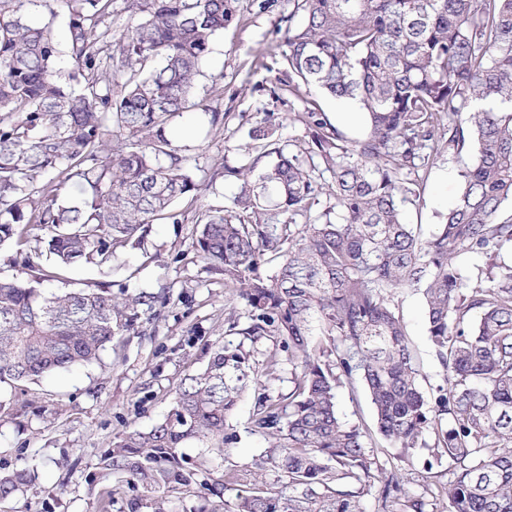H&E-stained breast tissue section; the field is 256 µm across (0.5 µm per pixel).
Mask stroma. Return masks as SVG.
I'll return each mask as SVG.
<instances>
[{
    "instance_id": "obj_1",
    "label": "stroma",
    "mask_w": 512,
    "mask_h": 512,
    "mask_svg": "<svg viewBox=\"0 0 512 512\" xmlns=\"http://www.w3.org/2000/svg\"><path fill=\"white\" fill-rule=\"evenodd\" d=\"M293 9L294 0H277L263 12L244 7L240 22L212 43L194 94L210 108L229 113L228 127L204 136L187 116L171 134L201 186L202 208H224L236 195L238 185L225 180L224 167L240 163L249 144L248 129L263 113H278L282 138L292 145L305 136L295 115L310 99L349 137L363 132L362 125L343 118L357 111L354 102L333 99L314 87L302 96L271 94L276 78L272 66L284 48L285 19ZM474 156L471 150L459 156L439 154L428 171L422 205L407 209V222L426 229L440 223L456 202L461 172ZM191 230L188 222L153 225L144 250L121 258L110 275L91 265L70 272L72 288H94L104 281L134 288L164 285L172 298L156 305L140 334L124 337L120 353L105 351L98 362L59 371L13 392L17 414L0 419V474L34 464L38 475L24 493L0 501V512H94L99 485L92 476L100 454L129 428L147 430L162 421L181 380L204 369L211 346L223 343L224 282L190 251ZM179 252L184 258L178 262L174 256ZM397 309L423 364L420 383L425 392H433L439 366L429 346L423 299L403 292ZM250 406V398H243L230 420L239 441L229 455L204 457L214 477L229 466L251 463L267 448V441L249 432ZM372 447L384 471H401L409 498L432 501L454 480L447 460L428 449H416L411 464L403 466L381 438H374Z\"/></svg>"
}]
</instances>
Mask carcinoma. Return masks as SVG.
<instances>
[{"mask_svg":"<svg viewBox=\"0 0 512 512\" xmlns=\"http://www.w3.org/2000/svg\"><path fill=\"white\" fill-rule=\"evenodd\" d=\"M42 2L0 0V248L30 271L0 277V418L14 414L9 393L97 360L170 300L165 287L122 284L116 295L109 284L43 283L78 265L109 269L152 224L185 222L199 185L170 125L198 109L199 124L225 127L228 113L193 89L241 0H123L134 23L118 37L112 0H61L66 82L54 28L33 22ZM294 2L278 82L355 102L366 131L349 138L314 101L297 113L306 139L294 150L274 112L248 130V156L224 166L240 192L220 211L194 210L191 232V248L224 278L228 339L181 382L162 422L100 456L98 477L115 483L95 510L111 512L122 494L128 512H169V494L198 490L216 499L209 512H361L352 487L376 481L383 503L398 500V471H379L368 429L338 413V388L357 381L400 462L428 448L457 470L435 512H512V263L500 262L512 218L498 220L512 199V0ZM470 143L460 195L426 235L405 207H420L438 154ZM467 254L490 260L475 284L458 264ZM274 261L273 274L259 272ZM403 290L424 299L441 366L432 396L393 304ZM262 339L273 349L259 364ZM283 352L292 390L273 397L266 382ZM250 391L251 431L269 447L215 479L182 448L195 439L202 455L224 456L237 440L228 419ZM31 480L25 467L0 476V499Z\"/></svg>","mask_w":512,"mask_h":512,"instance_id":"carcinoma-1","label":"carcinoma"}]
</instances>
